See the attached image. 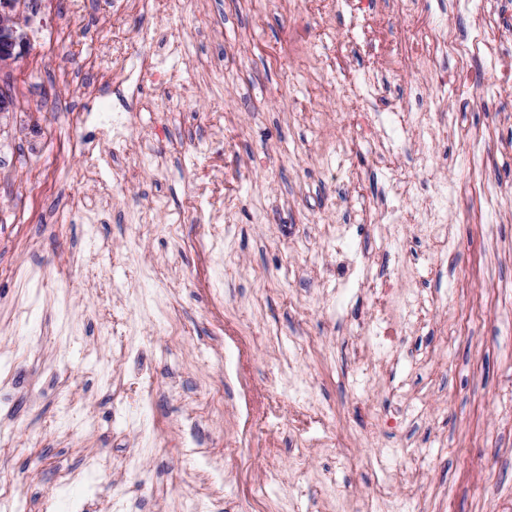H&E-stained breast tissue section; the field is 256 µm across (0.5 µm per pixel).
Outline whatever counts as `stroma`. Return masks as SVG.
Instances as JSON below:
<instances>
[{
    "label": "stroma",
    "instance_id": "35a3bbf8",
    "mask_svg": "<svg viewBox=\"0 0 512 512\" xmlns=\"http://www.w3.org/2000/svg\"><path fill=\"white\" fill-rule=\"evenodd\" d=\"M482 3L500 61L434 98L433 72L476 34L471 0L408 15L372 0L360 29L346 0L310 16L328 33L312 52L361 82L358 108L289 54L300 0L145 18L133 0H85L95 37L73 33L63 53L39 41L70 0H30L29 45L0 70L14 100L0 117V427L15 435L0 492L41 512L52 481L99 456L75 492L85 512L138 475L133 512H238L271 461L286 512H512V0ZM417 26L431 53L391 81L386 49ZM174 37L183 82L109 73L125 141L101 138L95 112L70 129L100 42L149 59ZM70 134L93 139L92 158ZM203 199L221 212L223 265L201 247ZM365 204L410 220L357 223ZM389 279L404 330L385 357L369 286ZM22 319L34 341L18 353ZM66 400L94 425L73 431ZM313 406L333 418L307 423Z\"/></svg>",
    "mask_w": 512,
    "mask_h": 512
}]
</instances>
